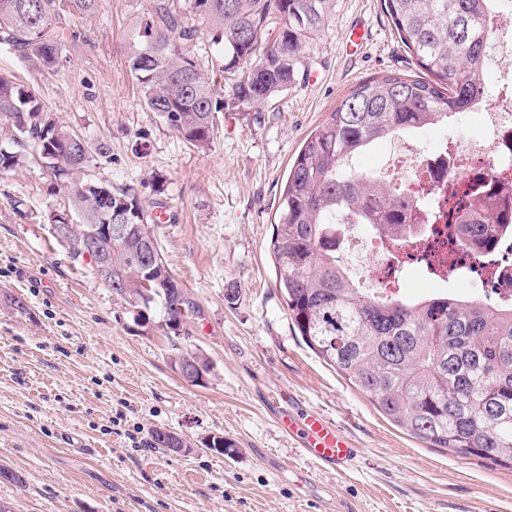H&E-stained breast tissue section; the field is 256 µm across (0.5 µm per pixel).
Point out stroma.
<instances>
[{
    "label": "stroma",
    "mask_w": 512,
    "mask_h": 512,
    "mask_svg": "<svg viewBox=\"0 0 512 512\" xmlns=\"http://www.w3.org/2000/svg\"><path fill=\"white\" fill-rule=\"evenodd\" d=\"M151 2L100 0L93 17L72 16L80 50L53 73L0 45V72L104 145L98 179L165 210L162 252L191 303L182 333L213 373L201 386L183 382L159 311L137 323L70 259L49 232L46 217L64 201L41 166L0 173V465L24 479L0 481V500L16 512H512V470L390 423L296 335L276 286L272 222L306 137L355 84L421 73L382 0H335L296 83L260 111L219 113L205 152L144 109L128 70V30ZM357 26L368 37L356 48ZM280 390L290 401L272 403ZM307 411L360 453L346 473L320 466L301 488L288 468L298 442L277 417ZM160 428L188 448L150 447ZM216 433L233 442L221 455L201 444Z\"/></svg>",
    "instance_id": "35a3bbf8"
}]
</instances>
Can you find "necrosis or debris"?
I'll use <instances>...</instances> for the list:
<instances>
[{
    "mask_svg": "<svg viewBox=\"0 0 512 512\" xmlns=\"http://www.w3.org/2000/svg\"><path fill=\"white\" fill-rule=\"evenodd\" d=\"M485 71L494 79L490 94L474 102L471 113L480 122L464 138H451L441 144L425 146L417 134L397 135L390 139L388 168L401 174L398 191L405 206L409 230L394 246L391 238L368 224L359 223L348 211L338 214L336 251L372 295L399 291L406 285L402 265L405 258L429 260L431 245L450 244L455 248L452 263L441 265L439 282L458 280L457 298L467 301L482 291L478 274L491 271L496 288V303L512 307V237L498 239L504 253L492 268L479 261V249L463 247L464 231L458 222H439L428 207L436 200L456 214L472 211L478 201L464 198L469 182L481 181L488 194L512 200V40L493 34L486 52Z\"/></svg>",
    "mask_w": 512,
    "mask_h": 512,
    "instance_id": "obj_1",
    "label": "necrosis or debris"
}]
</instances>
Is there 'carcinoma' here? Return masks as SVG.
Wrapping results in <instances>:
<instances>
[{
    "label": "carcinoma",
    "instance_id": "cac0c4a2",
    "mask_svg": "<svg viewBox=\"0 0 512 512\" xmlns=\"http://www.w3.org/2000/svg\"><path fill=\"white\" fill-rule=\"evenodd\" d=\"M153 0L129 34L127 66L145 109L187 145L206 150L218 113L257 109L296 80L306 43L330 19L334 0ZM489 0H383L403 46L432 79L391 73L349 90L312 131L293 159L280 191L269 250L276 285L294 329L324 363L366 393L395 426L435 448L512 469V312L486 297L468 302L450 293L412 300L370 296L336 255V212L354 210L361 224L389 232L405 223L396 194L348 161L395 134L441 126L484 96L481 75L489 38ZM99 0H0V44L50 73L76 51L70 15L94 14ZM211 28L207 49L222 73H236L232 95L202 72L189 48L198 28ZM0 121L12 126L19 150L0 148V172L31 156L51 177V192L68 199L69 257L91 224H124L112 238V293L134 314L156 306L174 356L184 290L169 269L157 235L158 217L134 188L105 183L91 171L103 146H92L53 117L33 91L0 73ZM466 242L491 251L512 210L479 204L464 218ZM187 447L177 433L155 430L153 448Z\"/></svg>",
    "mask_w": 512,
    "mask_h": 512
}]
</instances>
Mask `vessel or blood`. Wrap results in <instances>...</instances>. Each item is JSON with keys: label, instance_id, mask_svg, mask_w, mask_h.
<instances>
[{"label": "vessel or blood", "instance_id": "vessel-or-blood-1", "mask_svg": "<svg viewBox=\"0 0 512 512\" xmlns=\"http://www.w3.org/2000/svg\"><path fill=\"white\" fill-rule=\"evenodd\" d=\"M278 426L283 433L297 438L303 456L312 464L341 472L359 454L341 430L327 424L316 413L280 418Z\"/></svg>", "mask_w": 512, "mask_h": 512}]
</instances>
